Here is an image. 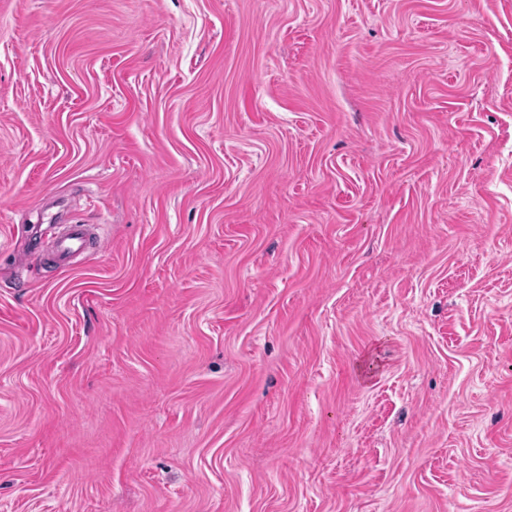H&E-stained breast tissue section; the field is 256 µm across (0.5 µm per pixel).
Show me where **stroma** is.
Masks as SVG:
<instances>
[{
  "instance_id": "35a3bbf8",
  "label": "stroma",
  "mask_w": 512,
  "mask_h": 512,
  "mask_svg": "<svg viewBox=\"0 0 512 512\" xmlns=\"http://www.w3.org/2000/svg\"><path fill=\"white\" fill-rule=\"evenodd\" d=\"M0 512H512V0H0ZM87 224H69L57 244L59 264H65L72 256L82 252L87 244Z\"/></svg>"
}]
</instances>
